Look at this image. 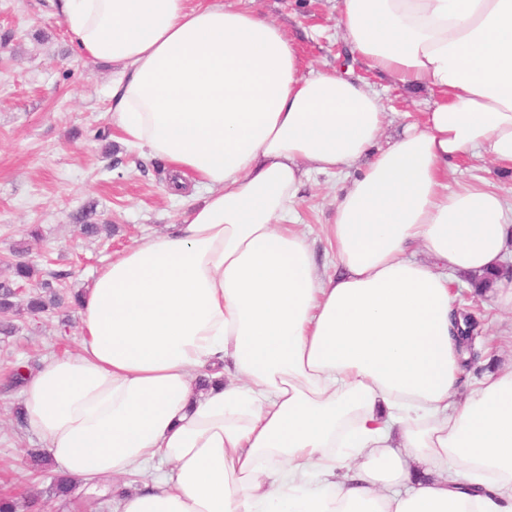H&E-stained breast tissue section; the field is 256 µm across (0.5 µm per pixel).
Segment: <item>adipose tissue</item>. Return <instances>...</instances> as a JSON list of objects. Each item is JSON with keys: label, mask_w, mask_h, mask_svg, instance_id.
Masks as SVG:
<instances>
[{"label": "adipose tissue", "mask_w": 512, "mask_h": 512, "mask_svg": "<svg viewBox=\"0 0 512 512\" xmlns=\"http://www.w3.org/2000/svg\"><path fill=\"white\" fill-rule=\"evenodd\" d=\"M112 63L109 119L191 195L82 296L75 353L26 378V429L85 483L168 468L115 512H512V368L464 399L453 288L498 271L512 209L448 189L512 167V0H339L363 64L434 103L387 147L370 85L305 65L225 0H55ZM350 175L323 273L288 225L311 174ZM423 259H416L415 251ZM455 172L448 175V189L459 185H480L497 191L512 201V170L500 167L488 157L464 158L457 162Z\"/></svg>", "instance_id": "1"}]
</instances>
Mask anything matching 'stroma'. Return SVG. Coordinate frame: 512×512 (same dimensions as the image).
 Wrapping results in <instances>:
<instances>
[{
	"mask_svg": "<svg viewBox=\"0 0 512 512\" xmlns=\"http://www.w3.org/2000/svg\"><path fill=\"white\" fill-rule=\"evenodd\" d=\"M250 8L278 24L317 68L348 70L367 81L386 109L382 142L420 120L433 104L423 89H403L352 58L336 28V0H250ZM112 66L80 56L50 0H0V281L11 279L17 247L37 269L25 285L35 291L48 273L63 272L68 290L88 288L107 259L143 235L181 223L186 204L168 194L161 161L120 141L108 118ZM480 185L512 201V170L489 158L459 160L449 189ZM344 186L340 177L316 175L295 206L298 227L308 234L327 273L336 261L321 229ZM111 225V237L90 238L81 226L87 210ZM457 305L480 322L483 336L512 323L491 299L455 288ZM11 334H0V494L17 500V512H114L109 490L75 487L70 501L52 493L50 480L28 469L39 440L14 418L20 390L15 366L35 372L43 357L78 346L77 311L8 314Z\"/></svg>",
	"mask_w": 512,
	"mask_h": 512,
	"instance_id": "1",
	"label": "stroma"
}]
</instances>
